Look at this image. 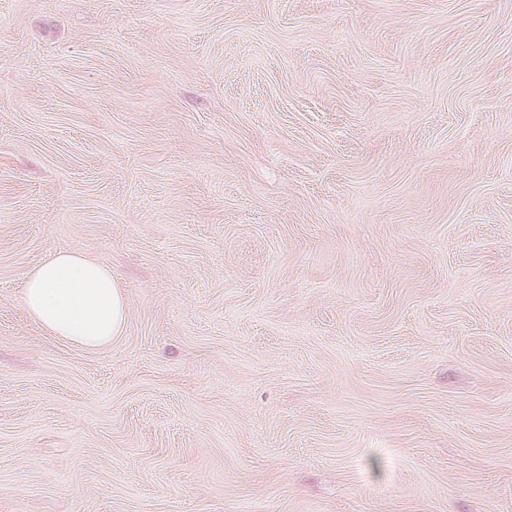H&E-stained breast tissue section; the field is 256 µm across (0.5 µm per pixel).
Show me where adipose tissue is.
Here are the masks:
<instances>
[{"instance_id":"ef3b65f1","label":"adipose tissue","mask_w":512,"mask_h":512,"mask_svg":"<svg viewBox=\"0 0 512 512\" xmlns=\"http://www.w3.org/2000/svg\"><path fill=\"white\" fill-rule=\"evenodd\" d=\"M22 303L44 329L86 348H103L122 336L126 307L111 268L78 251L60 249L31 266Z\"/></svg>"}]
</instances>
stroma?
<instances>
[{
	"mask_svg": "<svg viewBox=\"0 0 512 512\" xmlns=\"http://www.w3.org/2000/svg\"><path fill=\"white\" fill-rule=\"evenodd\" d=\"M0 512H512V0H0ZM22 303L54 336L103 348L123 335L126 307L111 268L78 251L59 249L25 274Z\"/></svg>",
	"mask_w": 512,
	"mask_h": 512,
	"instance_id": "stroma-1",
	"label": "stroma"
}]
</instances>
